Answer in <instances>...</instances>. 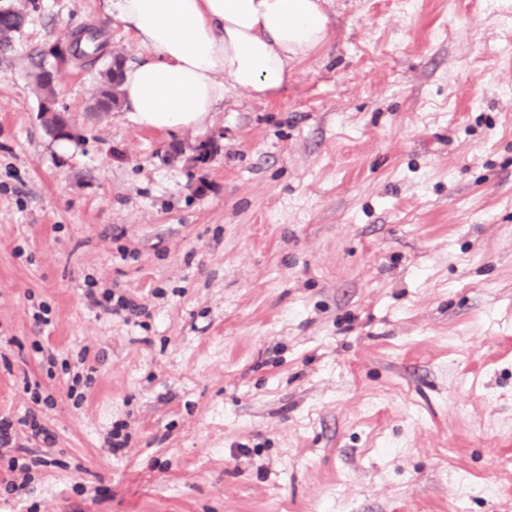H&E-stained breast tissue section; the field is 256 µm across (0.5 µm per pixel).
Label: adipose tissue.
<instances>
[{
    "mask_svg": "<svg viewBox=\"0 0 512 512\" xmlns=\"http://www.w3.org/2000/svg\"><path fill=\"white\" fill-rule=\"evenodd\" d=\"M325 0H102L146 52L123 75L131 117L154 129L203 125L232 91L273 98L290 63L328 38Z\"/></svg>",
    "mask_w": 512,
    "mask_h": 512,
    "instance_id": "obj_1",
    "label": "adipose tissue"
}]
</instances>
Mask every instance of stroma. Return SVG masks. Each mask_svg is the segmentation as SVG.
I'll use <instances>...</instances> for the list:
<instances>
[{
  "label": "stroma",
  "mask_w": 512,
  "mask_h": 512,
  "mask_svg": "<svg viewBox=\"0 0 512 512\" xmlns=\"http://www.w3.org/2000/svg\"><path fill=\"white\" fill-rule=\"evenodd\" d=\"M7 5L0 418L57 442L22 497L0 447V512H512V0H328L287 91L196 129L92 111L97 72L64 68L65 153L42 50L101 25L145 51L99 0ZM55 72L45 69L40 66V70L35 73V82L37 88L41 91V118L43 125L47 131L51 132L57 139L76 141L80 140L81 136L78 134L75 137L65 132L67 127L65 120L61 116L63 112L56 107L55 102V88H54ZM48 103L50 106H46ZM47 112H52L51 117L47 116ZM86 297L93 306L103 307L104 311L112 315H124L127 321H129L131 316H140L145 313L144 306L125 295H118L116 301L113 302L115 293L111 290L104 291L101 295L102 300H100L96 297L93 288L89 287L86 291Z\"/></svg>",
  "instance_id": "1"
}]
</instances>
